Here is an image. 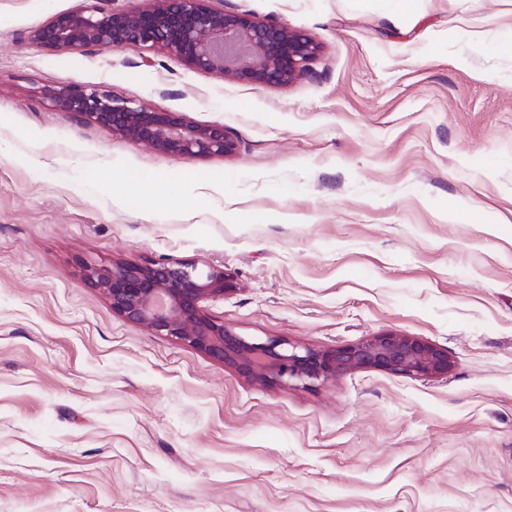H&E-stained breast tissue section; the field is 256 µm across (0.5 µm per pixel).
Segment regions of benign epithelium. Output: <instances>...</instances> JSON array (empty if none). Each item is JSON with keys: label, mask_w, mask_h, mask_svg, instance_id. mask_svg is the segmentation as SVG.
Listing matches in <instances>:
<instances>
[{"label": "benign epithelium", "mask_w": 512, "mask_h": 512, "mask_svg": "<svg viewBox=\"0 0 512 512\" xmlns=\"http://www.w3.org/2000/svg\"><path fill=\"white\" fill-rule=\"evenodd\" d=\"M52 18L32 40L56 52L128 46L175 55L199 72L256 85H284L304 75L319 52L306 33L247 12H229L210 0H140L106 10L99 0ZM55 109L107 127L154 151L194 159L236 149L222 124L199 125L173 112H157L109 90L69 83L45 90ZM91 283L112 312L154 334L203 352L262 385L314 387L364 368L410 378L448 372V353L413 336L384 334L334 349L299 346L278 337L241 336L214 319L204 303L236 288L222 269L188 263L124 262L89 269Z\"/></svg>", "instance_id": "1"}]
</instances>
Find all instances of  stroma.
Wrapping results in <instances>:
<instances>
[{
	"mask_svg": "<svg viewBox=\"0 0 512 512\" xmlns=\"http://www.w3.org/2000/svg\"><path fill=\"white\" fill-rule=\"evenodd\" d=\"M213 4L309 34V72L54 52L32 32L83 0H0V512H512V0ZM71 82L237 149L134 144L55 111ZM124 260L232 274L207 310L243 336L450 367L263 386L113 313L86 268Z\"/></svg>",
	"mask_w": 512,
	"mask_h": 512,
	"instance_id": "stroma-1",
	"label": "stroma"
}]
</instances>
